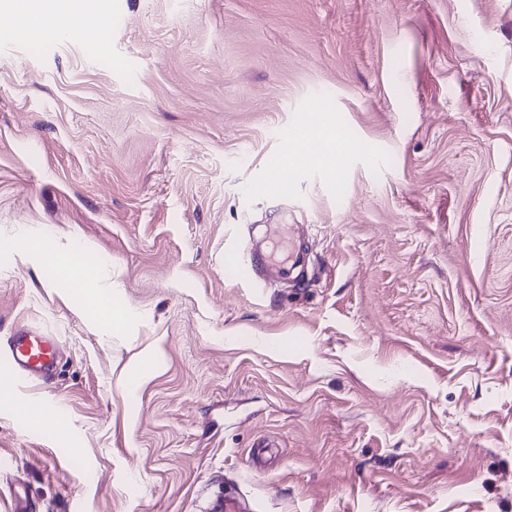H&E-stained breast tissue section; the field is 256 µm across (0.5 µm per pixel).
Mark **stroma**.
Returning <instances> with one entry per match:
<instances>
[{
    "label": "stroma",
    "mask_w": 512,
    "mask_h": 512,
    "mask_svg": "<svg viewBox=\"0 0 512 512\" xmlns=\"http://www.w3.org/2000/svg\"><path fill=\"white\" fill-rule=\"evenodd\" d=\"M111 2L0 45V343L58 349L0 375V512H512V0ZM273 224L303 281L240 265ZM43 236L52 238V252L41 249ZM75 237V231H71L69 235H63L56 229L41 232L40 235L33 234L27 238L29 246L21 252V256L26 260L55 263L64 282L73 286H81L84 284L88 272L83 261L84 251L74 248ZM63 240L66 242H63ZM3 353L15 379L41 381L55 366L57 342L54 336L21 328L9 337Z\"/></svg>",
    "instance_id": "stroma-1"
}]
</instances>
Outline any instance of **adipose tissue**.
Segmentation results:
<instances>
[{"mask_svg": "<svg viewBox=\"0 0 512 512\" xmlns=\"http://www.w3.org/2000/svg\"><path fill=\"white\" fill-rule=\"evenodd\" d=\"M41 9L45 21L35 24L28 18L25 0H0V16L9 17L12 32L18 38L36 40L54 34V24L62 18L70 20L78 34L95 28L100 21L94 0H42ZM47 237L53 240V249L49 252L41 248ZM74 240V235H63L55 230L45 237L35 234L29 237L22 256L27 260L55 263L64 282L80 286L85 282L87 271L83 253L75 249Z\"/></svg>", "mask_w": 512, "mask_h": 512, "instance_id": "1", "label": "adipose tissue"}]
</instances>
